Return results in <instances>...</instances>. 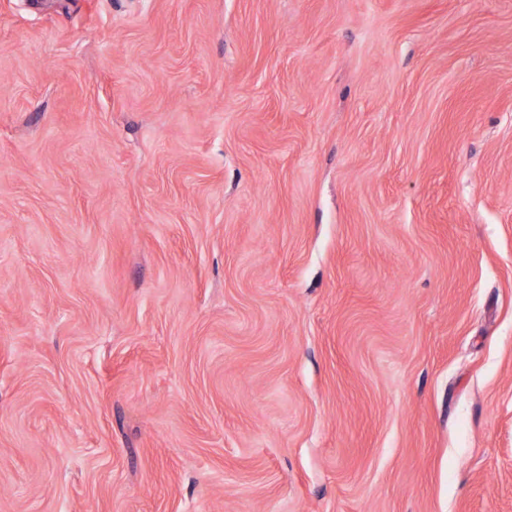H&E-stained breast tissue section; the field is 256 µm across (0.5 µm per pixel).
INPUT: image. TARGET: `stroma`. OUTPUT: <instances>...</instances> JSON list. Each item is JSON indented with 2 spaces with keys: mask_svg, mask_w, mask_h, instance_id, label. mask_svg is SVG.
I'll list each match as a JSON object with an SVG mask.
<instances>
[{
  "mask_svg": "<svg viewBox=\"0 0 512 512\" xmlns=\"http://www.w3.org/2000/svg\"><path fill=\"white\" fill-rule=\"evenodd\" d=\"M0 512H512V0H0Z\"/></svg>",
  "mask_w": 512,
  "mask_h": 512,
  "instance_id": "1",
  "label": "stroma"
}]
</instances>
